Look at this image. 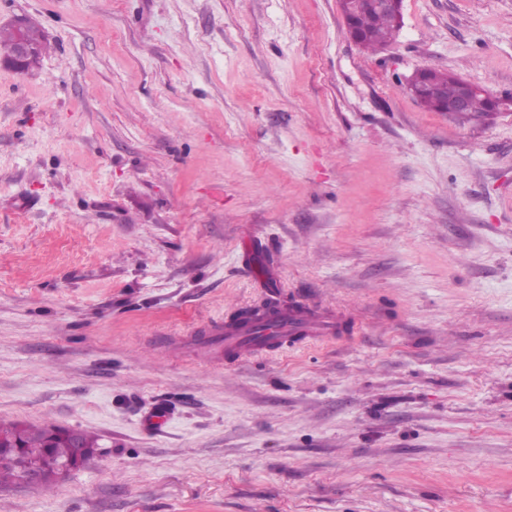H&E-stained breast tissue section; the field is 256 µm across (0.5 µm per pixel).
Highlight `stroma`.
I'll return each instance as SVG.
<instances>
[{
    "label": "stroma",
    "instance_id": "35a3bbf8",
    "mask_svg": "<svg viewBox=\"0 0 512 512\" xmlns=\"http://www.w3.org/2000/svg\"><path fill=\"white\" fill-rule=\"evenodd\" d=\"M0 423L95 436L0 512H512V0H403L372 53L339 0H0ZM325 342L163 352L263 304ZM17 36L18 33L13 27H10L7 30L1 29L0 46L1 48L3 47L5 49L3 53V60L16 71L23 72L24 64L25 70H27L40 57L43 50V36L40 29L36 25L30 24L25 27L24 37L37 46L41 45L42 47L41 50L38 53L32 55L26 63V57L31 53L32 47L23 41H17L12 45ZM475 95H486V93L481 87L462 80L460 93L456 100L449 105L448 112H453L455 114L467 112L469 101L473 96V100L470 104L469 118H481L487 116V112L490 107V99L493 111L492 115L497 114L502 110L512 108V98L510 96L490 97L489 99L485 96Z\"/></svg>",
    "mask_w": 512,
    "mask_h": 512
}]
</instances>
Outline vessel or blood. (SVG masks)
<instances>
[{"label":"vessel or blood","instance_id":"vessel-or-blood-1","mask_svg":"<svg viewBox=\"0 0 512 512\" xmlns=\"http://www.w3.org/2000/svg\"><path fill=\"white\" fill-rule=\"evenodd\" d=\"M336 320L321 307L303 304L285 308L278 323L254 325H213L210 347L213 353L248 358L265 352L271 346H285L296 339L323 341L333 336Z\"/></svg>","mask_w":512,"mask_h":512}]
</instances>
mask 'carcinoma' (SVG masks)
<instances>
[{
	"label": "carcinoma",
	"mask_w": 512,
	"mask_h": 512,
	"mask_svg": "<svg viewBox=\"0 0 512 512\" xmlns=\"http://www.w3.org/2000/svg\"><path fill=\"white\" fill-rule=\"evenodd\" d=\"M355 24L362 33L358 44L367 51L375 52L385 46L399 30L394 14L367 7L355 15ZM441 83L439 96L453 99L458 91L457 78L446 72H438ZM7 436L0 447V484L19 482L26 474L42 471L48 458L67 461L73 455L68 440L63 436L66 429L53 424L41 428L23 425H5Z\"/></svg>",
	"instance_id": "cac0c4a2"
}]
</instances>
